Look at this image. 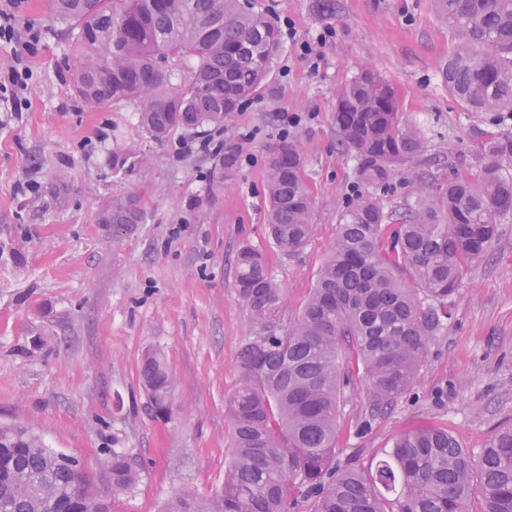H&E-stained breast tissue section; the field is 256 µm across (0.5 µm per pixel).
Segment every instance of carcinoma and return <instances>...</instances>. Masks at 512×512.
Here are the masks:
<instances>
[{"label":"carcinoma","mask_w":512,"mask_h":512,"mask_svg":"<svg viewBox=\"0 0 512 512\" xmlns=\"http://www.w3.org/2000/svg\"><path fill=\"white\" fill-rule=\"evenodd\" d=\"M458 40L442 75L473 112H512V0H431ZM75 49L71 83L85 103L135 104L148 137L174 127L205 137L224 125L267 82L280 50L278 30L241 0H51ZM191 60L187 81L169 85L170 60ZM333 123L358 161L362 190L341 212L336 239L295 320L281 321L283 288L264 255H237L236 289L254 334L238 353L241 382L227 401L233 456L224 486L206 501L184 492L163 512H512V425L478 454L447 431L423 425L398 436L367 467L336 459L340 401L356 375L368 383L371 412L412 390L430 339L450 316L448 298L499 236L512 213V173L493 158L512 154V137L485 148L476 177L441 182L414 175L412 202L386 208L371 189L424 151L402 120L389 81L364 69L336 94ZM268 156L269 236L278 250H299L313 228V200L295 143ZM143 154L112 153V169L133 173ZM132 196L105 200L98 223L143 224ZM407 275L406 285L401 275ZM140 377L155 411L168 413L171 378L161 353L148 350ZM78 458L47 448L20 425H0V512H55L78 500L101 512L102 497ZM109 512L139 481L134 461L114 450L103 462Z\"/></svg>","instance_id":"1"}]
</instances>
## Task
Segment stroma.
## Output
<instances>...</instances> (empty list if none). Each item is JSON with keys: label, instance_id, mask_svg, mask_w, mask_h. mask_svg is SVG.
Here are the masks:
<instances>
[{"label": "stroma", "instance_id": "35a3bbf8", "mask_svg": "<svg viewBox=\"0 0 512 512\" xmlns=\"http://www.w3.org/2000/svg\"><path fill=\"white\" fill-rule=\"evenodd\" d=\"M323 1L253 0L275 23L281 52L265 86L213 133L218 144L255 133L220 186L193 132L176 127L157 143L133 104L93 108L74 95V49L49 0H25L15 12V25L38 28L40 42L23 58L27 105L0 108V424L24 425L94 476L103 449L134 457L141 478L124 512H159L177 492L205 499L223 486L232 454L225 401L240 384L239 346L254 331L236 292V255L245 245L264 254L284 290L282 317L295 318L359 186L357 160L332 122L342 86L375 70L425 140L382 193L389 209L411 193L415 171L476 174L484 147L512 132V114L470 112L449 94L441 67L457 41L430 0H327V9ZM326 28L333 36L310 68L297 44ZM283 137L301 151L314 202L312 234L288 255L265 224L266 148ZM125 147L147 156L144 170L113 171L112 153ZM122 193L135 195L148 219L116 233L98 211ZM500 227L453 297L416 385L362 434L356 424L370 395L356 379L338 419L340 460L370 464L423 424L476 452L512 421V215ZM149 349L163 355L173 382L169 420L142 387Z\"/></svg>", "mask_w": 512, "mask_h": 512}]
</instances>
